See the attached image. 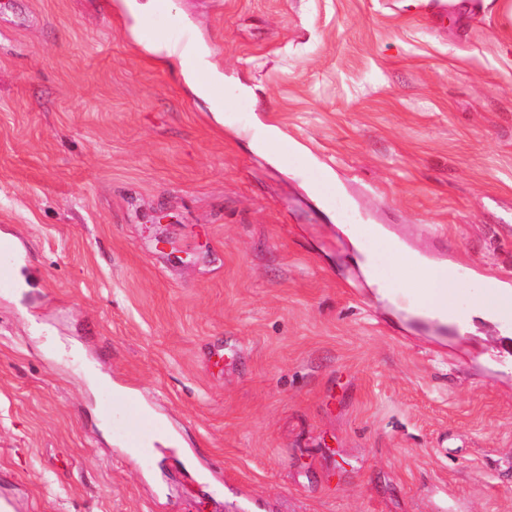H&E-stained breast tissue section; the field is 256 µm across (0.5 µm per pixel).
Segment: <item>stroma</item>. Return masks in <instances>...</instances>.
<instances>
[{"label": "stroma", "mask_w": 512, "mask_h": 512, "mask_svg": "<svg viewBox=\"0 0 512 512\" xmlns=\"http://www.w3.org/2000/svg\"><path fill=\"white\" fill-rule=\"evenodd\" d=\"M447 2L166 0L219 124L121 0H0V232L39 271L0 294L17 512H512L498 324L401 314L348 233L512 278V13ZM179 65L181 75L195 83L199 94L206 100L215 118L218 122L224 121V99L219 94V88L223 85L222 79L209 73V77H204L202 71L207 68V63L202 57H199L198 62L193 68H187L182 58L179 56Z\"/></svg>", "instance_id": "1"}]
</instances>
